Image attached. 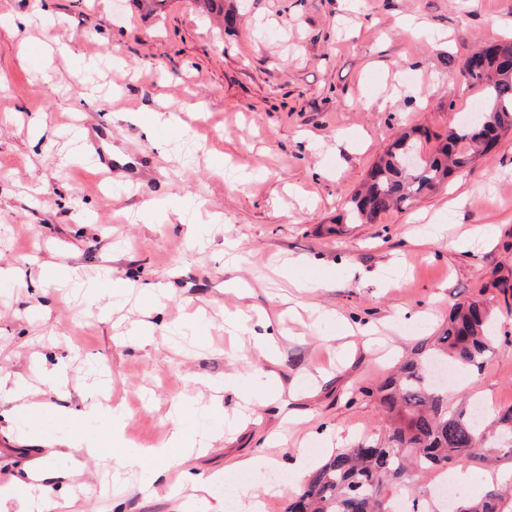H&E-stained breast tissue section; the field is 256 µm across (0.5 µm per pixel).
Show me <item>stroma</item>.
<instances>
[{"label": "stroma", "mask_w": 512, "mask_h": 512, "mask_svg": "<svg viewBox=\"0 0 512 512\" xmlns=\"http://www.w3.org/2000/svg\"><path fill=\"white\" fill-rule=\"evenodd\" d=\"M233 28L206 20L194 0H162L154 13L137 0H0V377L37 381L38 365L65 361L63 389L41 387L44 413H0V485L34 467L68 474L51 491L77 496L82 512H204L181 470L229 476L266 490V512H287L299 491L298 454L320 463L337 445L384 431L376 398L398 359L437 335L451 303L485 294L497 342L477 373L448 374V405L512 406V302L489 283L512 277V134L447 187L375 224H340L350 194L382 150L419 125L446 134L479 95L453 66L512 36V0H231ZM394 108L381 109L383 99ZM168 109L184 124L163 151L142 130ZM112 128L113 159L151 160L138 191L104 184L89 152L74 153L71 130L85 121ZM249 182H241V175ZM204 202L202 246H190L177 219L144 223L154 199ZM471 232L451 249L421 248L429 218ZM321 281L302 305L335 314L313 323L285 316L284 282L273 269ZM403 261L398 287L382 285ZM128 283L101 299L61 292L45 263ZM173 293L155 303L149 283ZM254 306L280 319L274 362L233 349L224 319ZM152 322L139 348L122 338L134 320ZM370 323L393 356L347 349L346 326ZM237 374L269 400L260 424L231 425L243 410L225 393L221 411L190 412L187 431L221 436L173 466L175 496L147 498L136 475L113 485L103 464L74 474L65 442L109 441L111 420L86 415L102 384L122 404L127 450L151 448L171 427L169 410L203 381ZM298 432L273 447L270 468L234 471L283 424Z\"/></svg>", "instance_id": "stroma-1"}]
</instances>
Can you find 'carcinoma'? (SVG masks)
Instances as JSON below:
<instances>
[{"label":"carcinoma","instance_id":"carcinoma-1","mask_svg":"<svg viewBox=\"0 0 512 512\" xmlns=\"http://www.w3.org/2000/svg\"><path fill=\"white\" fill-rule=\"evenodd\" d=\"M206 16H217L229 27L234 10L224 0H198ZM459 76L480 90L479 113L448 128L438 137L434 153L413 167L402 163L403 149L415 150L429 132H404L397 150L387 145L367 172L362 187L348 199L338 224H376L395 209L437 191L448 179L489 153L499 138L512 131V39L497 43L484 67ZM491 306L483 298L452 305L448 323L435 342L421 346L419 356L404 361L396 373L362 394L379 395L389 423L383 438L341 448L313 470L288 512H393L384 496L390 486H406L421 473L446 470L460 460H512V407L498 412L496 429L482 431L480 419L463 411H448V394L431 385L427 364L446 358L466 370L481 369L494 339ZM512 486L492 485L474 503H461V512H508Z\"/></svg>","mask_w":512,"mask_h":512}]
</instances>
